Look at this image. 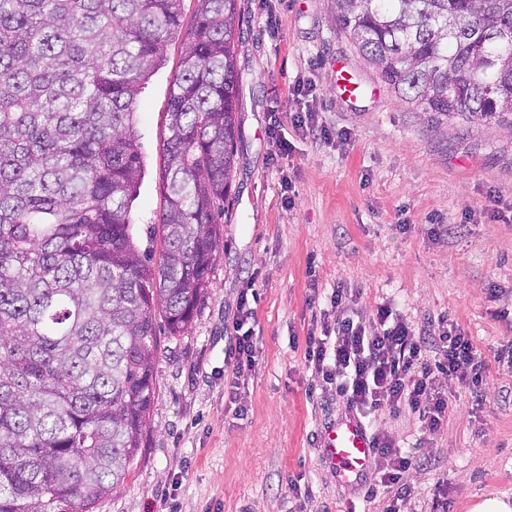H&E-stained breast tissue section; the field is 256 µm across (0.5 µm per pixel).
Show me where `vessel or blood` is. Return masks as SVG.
I'll list each match as a JSON object with an SVG mask.
<instances>
[{
    "label": "vessel or blood",
    "instance_id": "obj_1",
    "mask_svg": "<svg viewBox=\"0 0 512 512\" xmlns=\"http://www.w3.org/2000/svg\"><path fill=\"white\" fill-rule=\"evenodd\" d=\"M322 453L341 481L360 480L371 468L375 449L362 419L352 411L339 416L328 428Z\"/></svg>",
    "mask_w": 512,
    "mask_h": 512
}]
</instances>
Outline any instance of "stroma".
Segmentation results:
<instances>
[{"mask_svg":"<svg viewBox=\"0 0 512 512\" xmlns=\"http://www.w3.org/2000/svg\"><path fill=\"white\" fill-rule=\"evenodd\" d=\"M239 6L240 138L217 257L185 333L157 329L150 426L125 483L95 512H383L387 495L368 494L373 476L339 483L320 452L347 403L315 385L304 343L340 285L367 318L386 302L425 332L448 315L486 365L482 401L448 383V419L434 434L406 409L378 416L376 429L427 463L412 471L415 493L400 512H430L441 480L449 512L491 494L512 499V367L497 359L512 344V133L432 128L337 31L329 0ZM184 50L174 37L138 100L145 167L132 216L142 234L163 206L166 112ZM343 73L360 84L357 98L338 95ZM300 85L309 96L294 95ZM300 112L317 113L330 139L295 128ZM277 128L289 154L276 147ZM250 284L261 358L230 404L224 344ZM298 474L309 488L302 501L288 489Z\"/></svg>","mask_w":512,"mask_h":512,"instance_id":"obj_1","label":"stroma"}]
</instances>
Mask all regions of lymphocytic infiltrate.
I'll return each mask as SVG.
<instances>
[{
    "instance_id": "lymphocytic-infiltrate-1",
    "label": "lymphocytic infiltrate",
    "mask_w": 512,
    "mask_h": 512,
    "mask_svg": "<svg viewBox=\"0 0 512 512\" xmlns=\"http://www.w3.org/2000/svg\"><path fill=\"white\" fill-rule=\"evenodd\" d=\"M350 289L337 286L330 296L334 323L323 324L320 334L305 340L304 359L313 375L334 386L350 409L362 417L408 408L417 414L422 433L438 431L448 411L444 383L457 380L470 393L481 394L485 365L472 339L459 325L439 318L431 337L418 336L411 323L378 305L372 319L352 307ZM256 311L248 296H241L233 321L234 333L224 349V395L236 400L247 377L259 363L260 349L247 325ZM435 347L434 364L419 368L428 347ZM378 465L377 485L404 500L413 488L406 479L417 468L413 455L404 452L389 434L373 435Z\"/></svg>"
}]
</instances>
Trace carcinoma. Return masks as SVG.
Returning <instances> with one entry per match:
<instances>
[{"label": "carcinoma", "mask_w": 512, "mask_h": 512, "mask_svg": "<svg viewBox=\"0 0 512 512\" xmlns=\"http://www.w3.org/2000/svg\"><path fill=\"white\" fill-rule=\"evenodd\" d=\"M173 79L160 232L131 215L138 97L182 0H0V512H93L149 425L156 315L207 288L240 130L238 0H197ZM336 29L436 128L512 132V0H330Z\"/></svg>", "instance_id": "cac0c4a2"}]
</instances>
